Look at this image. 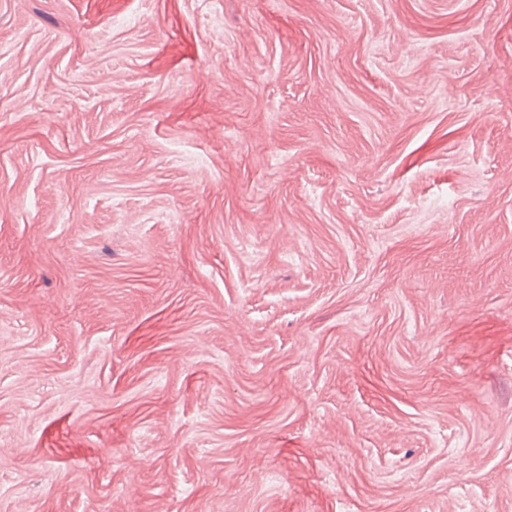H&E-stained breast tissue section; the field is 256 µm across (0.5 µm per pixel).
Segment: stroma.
I'll return each mask as SVG.
<instances>
[{"instance_id":"stroma-1","label":"stroma","mask_w":512,"mask_h":512,"mask_svg":"<svg viewBox=\"0 0 512 512\" xmlns=\"http://www.w3.org/2000/svg\"><path fill=\"white\" fill-rule=\"evenodd\" d=\"M0 512H512V0H0Z\"/></svg>"}]
</instances>
